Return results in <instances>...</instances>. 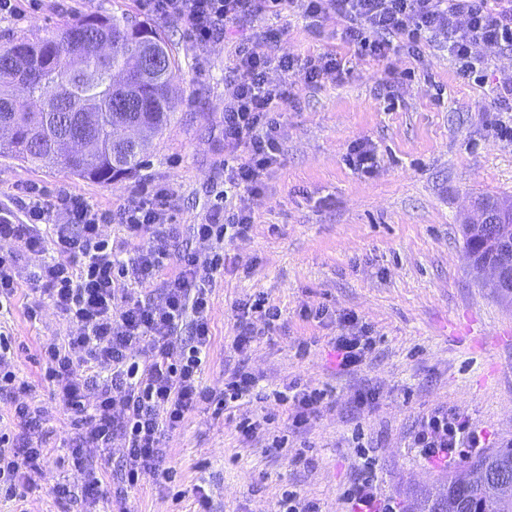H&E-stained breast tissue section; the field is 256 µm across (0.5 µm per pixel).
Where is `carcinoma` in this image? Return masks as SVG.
<instances>
[{
    "mask_svg": "<svg viewBox=\"0 0 512 512\" xmlns=\"http://www.w3.org/2000/svg\"><path fill=\"white\" fill-rule=\"evenodd\" d=\"M163 49L151 73L139 61L152 47ZM179 71L172 44L157 28L127 17L83 15L61 20L44 38L20 37L0 44V155L22 163L61 167L100 184L135 172L153 140L174 115L173 86ZM16 81L28 97L7 96ZM138 98L136 111L119 105ZM141 126L135 143L116 140L117 129ZM465 248L473 267L500 254L485 247L472 225H464ZM512 468V445L478 456ZM470 512H512V499L491 490L470 496Z\"/></svg>",
    "mask_w": 512,
    "mask_h": 512,
    "instance_id": "obj_1",
    "label": "carcinoma"
}]
</instances>
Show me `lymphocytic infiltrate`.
I'll return each mask as SVG.
<instances>
[{"label":"lymphocytic infiltrate","mask_w":512,"mask_h":512,"mask_svg":"<svg viewBox=\"0 0 512 512\" xmlns=\"http://www.w3.org/2000/svg\"><path fill=\"white\" fill-rule=\"evenodd\" d=\"M304 16L318 19L336 14L345 24V36L355 54L384 61L403 49L419 55L428 38L444 36L448 53L463 75L476 72L481 61L476 45L512 47V0H298ZM141 10L181 23L189 41L208 45L227 21L255 15L263 0H138ZM261 35H253L234 49L230 98L224 105V143L230 153L224 161L228 188L246 186L260 191L280 154L279 107L289 90L270 81L272 70L292 72L295 80L316 83L341 81L344 68L333 57L274 58L261 50ZM246 147L248 157L236 151ZM27 202L21 221L0 218V241L16 245V252L0 256V299H11L19 288V253L39 254L54 248L56 259L44 262L30 279L34 290L46 295L63 319L75 328L61 343L41 345L44 380L57 388L74 414L77 434L68 457L84 476L81 486L57 483L56 500L84 501L102 484L90 463L93 449L109 448L114 437L124 440L122 486L112 492L123 500L129 487L147 477L174 480L164 461L168 451L160 444L164 429L177 427L199 405L213 406L215 414L232 403L253 396L259 403L275 399L288 403L292 424L301 428L322 404L325 394L293 383L274 397L255 392L251 375L231 373L222 389L202 386L200 378L211 345L209 312L214 275L224 267V242L251 234L254 220L241 210L217 208L204 223L192 225L195 238L209 242L207 254L183 250L178 270L163 286V303L139 299L124 290L128 281L153 279L169 254L172 200L175 192L160 188L128 202L117 213L94 208L71 195L47 206L37 186L25 190ZM125 225L134 240V256L117 258L101 231L112 222ZM148 245H141V238ZM349 331L337 336L333 350L340 371L360 366L374 347L366 329L358 328L354 314L343 317ZM187 335H180V328ZM150 339L147 360L132 356L143 339ZM109 368L102 376L101 368ZM40 414L29 405L15 406L0 415V496L25 501L37 485L48 459ZM427 462L442 465L466 449L481 448L485 439L470 418L454 408L436 409L422 418L410 439ZM356 512H397L396 502L378 491L376 463L365 458L360 477L346 492Z\"/></svg>","instance_id":"lymphocytic-infiltrate-1"}]
</instances>
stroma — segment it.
Returning <instances> with one entry per match:
<instances>
[{"instance_id": "stroma-1", "label": "stroma", "mask_w": 512, "mask_h": 512, "mask_svg": "<svg viewBox=\"0 0 512 512\" xmlns=\"http://www.w3.org/2000/svg\"><path fill=\"white\" fill-rule=\"evenodd\" d=\"M13 16L0 19V42L38 40L55 23L83 14L127 16L163 31L181 63L173 120L131 176L99 184L56 169L0 157V213L20 216L25 186H38L48 202L62 193L116 210L142 190L173 187V245L140 298L161 302L163 282L175 273L178 253H207L192 237L224 189V98L232 52L240 38L269 33L264 49L302 59L333 55L341 82L292 83L274 70L276 83H291L293 96L280 122V156L260 191L234 193L233 208L250 213L252 235L224 244V268L214 277L209 314L212 334L201 383L219 387L241 369L267 393L291 382L325 390L327 400L308 425L292 426L286 406L241 399L228 418L199 407L167 432V464L173 482L146 480L125 500L56 502L51 487L81 485L67 459L74 427L51 384L40 381L37 352L50 339H67L73 327L27 284L43 261L22 256L21 286L0 331L23 347L20 377L34 382L26 401L38 407L49 455L38 489L27 501L0 502V512H195L198 491L212 512H277L285 492L315 501L320 512H347L344 497L359 472L361 450L377 465L384 495L406 507L417 490L438 488L477 457L468 450L451 465L429 464L411 448L422 416L437 408L465 411L488 447L512 442V302L490 276L473 269L462 227L476 218L483 196L512 199V139L497 127L512 120L500 111L496 88L512 77V48L480 44L488 62L484 80L462 76L439 38L419 56L404 53L383 63L355 55L335 14L311 21L281 0L274 9L228 23L207 47L188 42L179 22L144 15L136 0H18ZM375 150L377 168L364 176L347 157L357 141ZM277 306L273 327L256 322L255 337L236 350L237 307L255 299ZM40 303L37 320L24 314ZM326 306L322 319L309 309ZM352 313L376 340L366 362L340 374L332 342ZM372 392L361 405L358 394ZM270 413L266 431L247 438L236 425ZM287 447H270V434Z\"/></svg>"}]
</instances>
